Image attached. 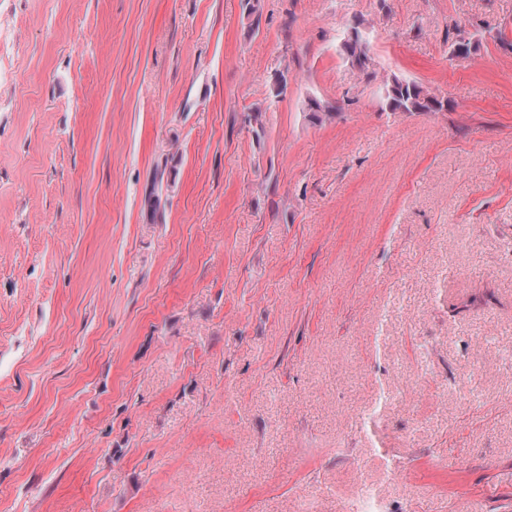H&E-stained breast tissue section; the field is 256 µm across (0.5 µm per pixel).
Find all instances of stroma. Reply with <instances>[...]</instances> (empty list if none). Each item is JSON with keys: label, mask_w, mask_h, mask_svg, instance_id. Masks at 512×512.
I'll return each instance as SVG.
<instances>
[{"label": "stroma", "mask_w": 512, "mask_h": 512, "mask_svg": "<svg viewBox=\"0 0 512 512\" xmlns=\"http://www.w3.org/2000/svg\"><path fill=\"white\" fill-rule=\"evenodd\" d=\"M259 5L0 0V512H512V0ZM453 30H455V37L450 42V55L453 58L466 59L477 50L479 40L472 41L471 37H467L465 26L458 22L454 24ZM340 50L352 65L364 68L367 60V43L359 25L350 28L341 42ZM386 106L390 111L439 112L444 100L430 93L422 85L404 79L393 78L385 87ZM350 512H388L382 508L379 499L373 494L371 486L360 484L353 497Z\"/></svg>", "instance_id": "1"}]
</instances>
